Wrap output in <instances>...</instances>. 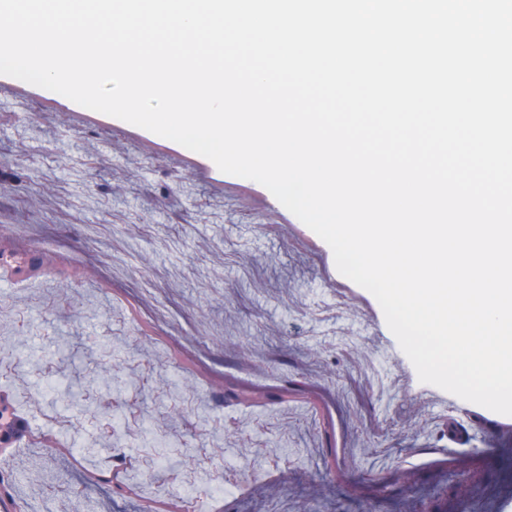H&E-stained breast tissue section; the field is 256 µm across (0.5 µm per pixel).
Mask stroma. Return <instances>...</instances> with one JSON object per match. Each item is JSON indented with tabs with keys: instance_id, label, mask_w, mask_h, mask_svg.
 <instances>
[{
	"instance_id": "35a3bbf8",
	"label": "stroma",
	"mask_w": 512,
	"mask_h": 512,
	"mask_svg": "<svg viewBox=\"0 0 512 512\" xmlns=\"http://www.w3.org/2000/svg\"><path fill=\"white\" fill-rule=\"evenodd\" d=\"M167 144L0 82V224L20 228L0 243L44 262L35 277H0V352L25 360L4 386L48 414H25L9 451L17 512H142L144 495L89 478L112 469L114 446L138 455L142 479L185 467L202 486L226 463L238 483L216 493L220 512L244 497L359 512L368 476L461 478L512 428V416L435 400L375 297L265 187ZM89 382L112 392L96 407L111 433L62 435L68 387ZM228 386L274 404L225 406Z\"/></svg>"
}]
</instances>
